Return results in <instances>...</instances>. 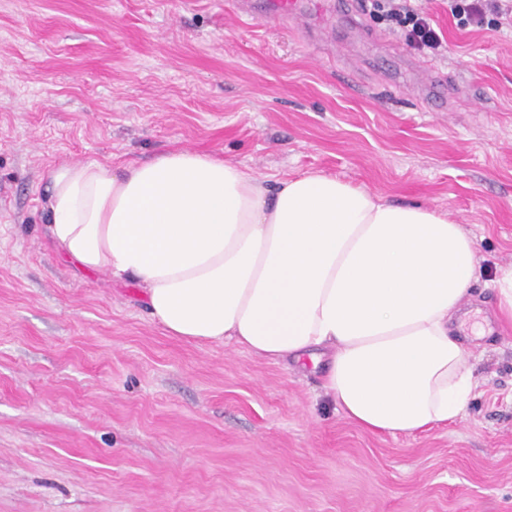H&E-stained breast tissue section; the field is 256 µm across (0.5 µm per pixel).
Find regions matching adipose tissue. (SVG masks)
Wrapping results in <instances>:
<instances>
[{"mask_svg":"<svg viewBox=\"0 0 512 512\" xmlns=\"http://www.w3.org/2000/svg\"><path fill=\"white\" fill-rule=\"evenodd\" d=\"M48 233L77 267L135 280L168 335L319 362L363 428L454 421L473 389L459 336L482 268L447 215L324 173L265 187L237 164L174 150L48 173Z\"/></svg>","mask_w":512,"mask_h":512,"instance_id":"1","label":"adipose tissue"}]
</instances>
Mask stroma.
<instances>
[{
    "instance_id": "35a3bbf8",
    "label": "stroma",
    "mask_w": 512,
    "mask_h": 512,
    "mask_svg": "<svg viewBox=\"0 0 512 512\" xmlns=\"http://www.w3.org/2000/svg\"><path fill=\"white\" fill-rule=\"evenodd\" d=\"M425 4L434 58L364 13L326 51L312 9L277 28L233 0H0V512H512V333L469 342L458 420L375 434L324 365L168 335L47 229L48 169L186 149L436 209L486 273L511 264L512 30ZM427 63L447 107L413 91Z\"/></svg>"
}]
</instances>
